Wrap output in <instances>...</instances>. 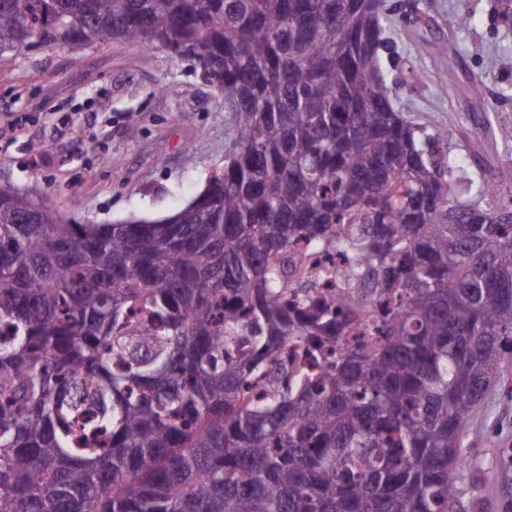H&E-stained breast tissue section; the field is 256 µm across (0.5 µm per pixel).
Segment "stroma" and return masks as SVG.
<instances>
[{"instance_id": "stroma-1", "label": "stroma", "mask_w": 512, "mask_h": 512, "mask_svg": "<svg viewBox=\"0 0 512 512\" xmlns=\"http://www.w3.org/2000/svg\"><path fill=\"white\" fill-rule=\"evenodd\" d=\"M495 0H387L379 55L393 106L481 178L512 170V29ZM470 17L449 29L448 17ZM449 63H438L440 55ZM482 78L483 98L469 96ZM23 124H15L16 116ZM233 120L193 63L107 41L0 56V176L76 224L161 219L224 164ZM463 484L468 512H512V399L491 391Z\"/></svg>"}]
</instances>
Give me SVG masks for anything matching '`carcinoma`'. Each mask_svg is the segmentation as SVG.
<instances>
[{
    "instance_id": "1",
    "label": "carcinoma",
    "mask_w": 512,
    "mask_h": 512,
    "mask_svg": "<svg viewBox=\"0 0 512 512\" xmlns=\"http://www.w3.org/2000/svg\"><path fill=\"white\" fill-rule=\"evenodd\" d=\"M384 7L0 0V57L161 45L235 122L164 219L62 224L0 182V512H465L512 363V196L472 198L451 132L393 107ZM301 243L345 258L332 301Z\"/></svg>"
}]
</instances>
